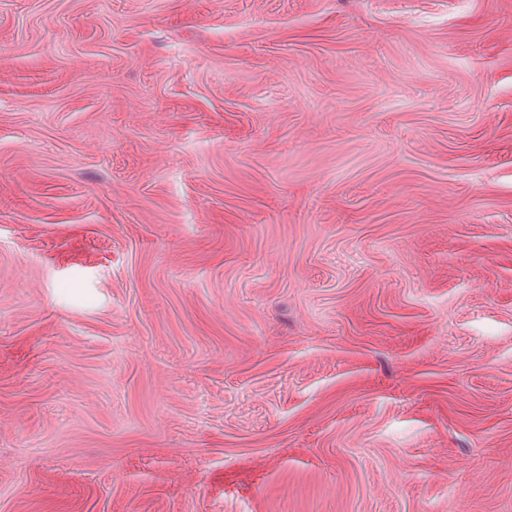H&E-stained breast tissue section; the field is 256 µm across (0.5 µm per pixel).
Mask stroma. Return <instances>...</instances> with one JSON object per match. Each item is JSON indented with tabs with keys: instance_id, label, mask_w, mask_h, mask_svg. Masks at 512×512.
<instances>
[{
	"instance_id": "stroma-1",
	"label": "stroma",
	"mask_w": 512,
	"mask_h": 512,
	"mask_svg": "<svg viewBox=\"0 0 512 512\" xmlns=\"http://www.w3.org/2000/svg\"><path fill=\"white\" fill-rule=\"evenodd\" d=\"M0 512H512V0H0Z\"/></svg>"
}]
</instances>
